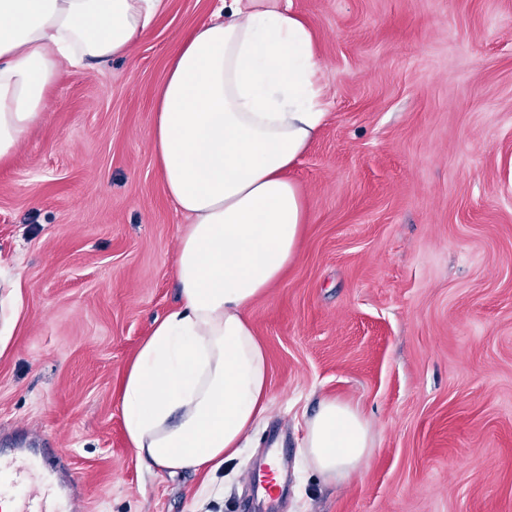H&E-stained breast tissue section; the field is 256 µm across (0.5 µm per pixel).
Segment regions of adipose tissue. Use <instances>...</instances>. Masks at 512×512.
I'll use <instances>...</instances> for the list:
<instances>
[{"label":"adipose tissue","instance_id":"obj_1","mask_svg":"<svg viewBox=\"0 0 512 512\" xmlns=\"http://www.w3.org/2000/svg\"><path fill=\"white\" fill-rule=\"evenodd\" d=\"M167 0H0V162L47 110L63 67L126 56ZM313 34L281 0H222L182 40L155 95L151 141L188 222L176 302L124 377L131 448L145 462L215 480L268 410L267 356L250 316L293 264L309 220L289 173L325 113ZM374 434L359 407L321 400L305 424L307 469L341 483Z\"/></svg>","mask_w":512,"mask_h":512}]
</instances>
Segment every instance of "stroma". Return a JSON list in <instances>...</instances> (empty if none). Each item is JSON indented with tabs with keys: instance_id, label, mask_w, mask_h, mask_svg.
<instances>
[{
	"instance_id": "35a3bbf8",
	"label": "stroma",
	"mask_w": 512,
	"mask_h": 512,
	"mask_svg": "<svg viewBox=\"0 0 512 512\" xmlns=\"http://www.w3.org/2000/svg\"><path fill=\"white\" fill-rule=\"evenodd\" d=\"M217 0H169L131 53L64 69L0 165V448H46L84 512H245L280 433L279 512H512V0H292L326 113L290 176L300 257L251 318L269 411L223 482L139 460L123 374L176 301L184 217L151 146L155 92ZM356 404L375 450L349 481L302 467L320 400ZM6 295L0 291V350L7 342L21 311V298L14 292L15 287Z\"/></svg>"
}]
</instances>
